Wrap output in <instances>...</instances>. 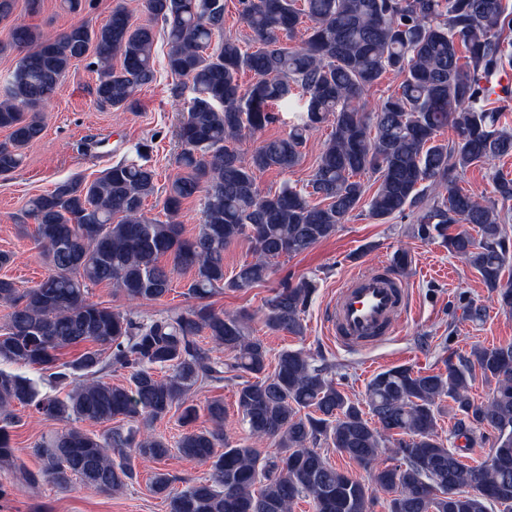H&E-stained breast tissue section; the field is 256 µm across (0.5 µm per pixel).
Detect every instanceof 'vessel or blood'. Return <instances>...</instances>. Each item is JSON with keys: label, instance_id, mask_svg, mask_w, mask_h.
Wrapping results in <instances>:
<instances>
[{"label": "vessel or blood", "instance_id": "b4317fda", "mask_svg": "<svg viewBox=\"0 0 512 512\" xmlns=\"http://www.w3.org/2000/svg\"><path fill=\"white\" fill-rule=\"evenodd\" d=\"M410 311L408 288L387 267L358 271L337 289L325 329L337 346L359 350L393 337Z\"/></svg>", "mask_w": 512, "mask_h": 512}]
</instances>
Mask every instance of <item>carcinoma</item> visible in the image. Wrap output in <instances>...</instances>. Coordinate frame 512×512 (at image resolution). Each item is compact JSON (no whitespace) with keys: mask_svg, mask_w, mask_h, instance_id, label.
<instances>
[{"mask_svg":"<svg viewBox=\"0 0 512 512\" xmlns=\"http://www.w3.org/2000/svg\"><path fill=\"white\" fill-rule=\"evenodd\" d=\"M254 34V49L224 34L225 0H145L147 19L132 20L119 4L100 27L85 23L57 33L17 26L11 45L20 58L0 91V175L22 162L43 130L42 112L69 70L80 62L96 71V101L133 112L138 92L156 80L154 23L166 30V69L192 92L178 128V173L157 187L150 145L121 157L92 180L66 178L30 200L31 237L48 273L20 289L0 278V467L22 486L45 479L66 487L123 492L135 460L167 459L172 452L209 466L208 476L182 489L159 471L151 491L169 512H292L307 499L313 512H371L380 495L388 512H512V344L474 347L448 356L445 370L408 366L377 373L364 400H353L301 349H284L270 365L251 315L217 311L205 300L224 288L264 283L272 261L295 256L336 234L364 209L374 219L414 214L422 239L440 238L448 252L479 275L502 307L512 310V238L498 204L512 201V178L492 176L494 196L481 200L459 186L471 166L512 155L505 105H493L492 79L512 67V7L507 0H238ZM253 81L245 86L242 75ZM389 73L401 78L393 93L370 105L369 91ZM305 98L300 123L262 141L250 158L232 146L276 121L271 105L293 91ZM307 184L288 183L263 194L256 173L299 164L309 135L326 123ZM452 126L456 138L439 139ZM378 183L372 195L361 176ZM165 219L144 213L148 199ZM201 201L203 223L192 236L177 221L185 201ZM454 224H470L450 232ZM241 238L253 259L224 277V250ZM191 271L188 307L158 317L136 312L171 291L174 274ZM105 283L128 302L125 309L89 298ZM314 281L285 279L268 298L263 323L272 333H302L301 316ZM205 335L209 345L200 343ZM91 344L78 357L60 352ZM224 351V358L214 356ZM36 367L33 379L17 368ZM168 374L159 376L158 372ZM495 383L485 402L471 396L475 371ZM126 374V383L99 379ZM239 380L236 402L247 435H224V403L206 405L210 427H194L190 391ZM460 420L494 433L495 465L471 466L437 433L442 402ZM31 408L65 423L32 448L39 472L18 463L10 429L16 408ZM186 427L174 442L154 423L172 411ZM101 434L72 421L108 424ZM275 441L263 456L256 442ZM368 472V481L335 467L320 441ZM391 453L396 464H384Z\"/></svg>","mask_w":512,"mask_h":512,"instance_id":"cac0c4a2","label":"carcinoma"}]
</instances>
